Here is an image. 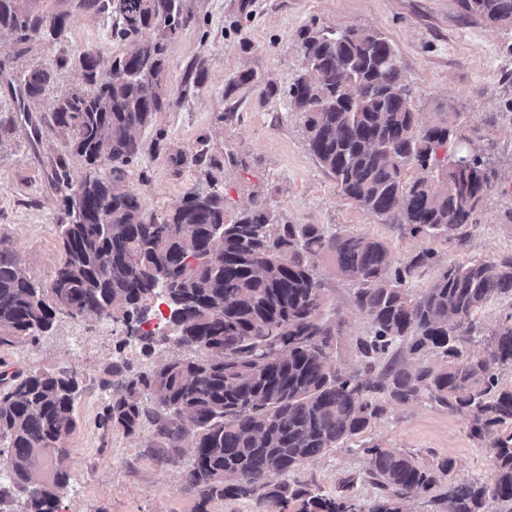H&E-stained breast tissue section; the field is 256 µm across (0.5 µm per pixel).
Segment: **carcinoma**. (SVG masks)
<instances>
[{
    "mask_svg": "<svg viewBox=\"0 0 512 512\" xmlns=\"http://www.w3.org/2000/svg\"><path fill=\"white\" fill-rule=\"evenodd\" d=\"M456 3L469 20L512 25V0ZM77 13L112 16V35L127 49L107 66L96 49L66 48L53 67L34 69L18 84L15 96L34 101L58 72H80L85 88L58 97L43 121L89 172L75 182L65 157L58 159L56 181L68 190L58 223L63 258L48 283L28 279L15 252L0 245V346L49 332L66 309L141 323L147 301L162 295L150 271H163L170 294L188 301L168 319L178 328L176 342L200 355L132 378L112 366L118 380L99 423L136 435L147 420L174 448L190 440L199 512L227 498L251 501L253 512L290 499L301 501L300 512H363L352 498L315 494L289 484L288 475L359 442L390 406L417 401L464 420L486 451L489 476L455 482L449 459L426 465L373 446L365 449L367 473L383 495L368 512H403L405 500L442 482L449 489L433 499L438 512H487L491 502L512 512V388L499 385L500 373L512 369V312L490 328L478 319L491 298L512 295V251L443 265L436 251L423 249L394 268L383 241L281 222L261 204L229 221L214 179L209 194L187 193L167 221H156L131 189L128 168L142 152L137 132L180 103L167 93L166 42L195 17L170 0H0V37L20 54L36 40L65 36ZM147 32L153 37H143ZM300 40V74L285 89L266 84L260 95H280L301 113L309 152L346 198L402 237H439L466 249L498 180L485 146L471 140L466 152L437 158L457 132L456 115L419 122L397 54L380 34L307 29ZM205 75L199 58L185 81L201 88ZM254 80L250 70L234 75L225 95ZM102 164L109 173H98ZM413 168L418 175L406 179ZM77 189L82 215L72 198ZM218 224L221 240L211 236ZM323 254L335 259L352 285L353 307L371 323L370 333L355 338V370L332 365L341 321L324 318L327 295L317 273ZM433 266L435 278L414 292L412 281ZM397 344L405 360L378 369ZM77 387L69 370L0 373V448L7 449L0 504L23 495L28 512H54L68 482L62 463ZM49 462L56 469L42 484L33 472Z\"/></svg>",
    "mask_w": 512,
    "mask_h": 512,
    "instance_id": "carcinoma-1",
    "label": "carcinoma"
}]
</instances>
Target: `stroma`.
Returning a JSON list of instances; mask_svg holds the SVG:
<instances>
[{
    "instance_id": "obj_1",
    "label": "stroma",
    "mask_w": 512,
    "mask_h": 512,
    "mask_svg": "<svg viewBox=\"0 0 512 512\" xmlns=\"http://www.w3.org/2000/svg\"><path fill=\"white\" fill-rule=\"evenodd\" d=\"M198 23L166 47L167 84L181 95L172 111L158 113L139 138L143 151L129 183L147 214L166 218L187 192L213 175L226 198L227 216L259 203L280 221L325 224L389 244L393 265L431 248L457 262L492 259L512 250V27L474 23L455 0H251V20L240 21L239 0H187ZM370 28L395 50L412 87V106L421 122L442 112L459 113L458 134L481 141L493 154L499 180L479 214L469 247L457 250L443 239L398 237L390 225L364 212L338 191L306 145L303 117L285 98L259 97L260 85L286 86L303 65L302 29ZM94 48L104 59L125 50L112 36L108 16H72L65 42L38 40L22 55L10 56L0 73V240L18 254L27 278L47 283L63 253L58 223L62 196L52 175L63 152L61 138L41 118L53 100L80 83L76 70L58 72L50 91L18 106L10 85L20 75L52 66L61 48ZM207 67L203 87H185L197 58ZM250 70L256 85L225 95L229 78ZM233 119H225V112ZM205 152L207 162L193 157ZM182 155V164L172 156ZM328 305L342 321L334 365L355 369V337L370 323L350 303L351 285L330 257L317 261ZM192 351L167 341L145 350L124 323L87 315L60 316L36 339L0 346V369L29 374L67 369L77 375L76 426L66 442L68 482L57 512H198L201 494L188 478L192 450L172 448L152 425L136 435L103 429L98 414L112 394V366L129 374L153 371ZM363 446L331 449L292 472L289 482L313 492L349 490L363 507L379 491L366 474V450L378 446L407 453L422 463L447 458L457 477L485 479L488 461L469 437L464 421L448 410L419 401L392 408L364 433Z\"/></svg>"
}]
</instances>
